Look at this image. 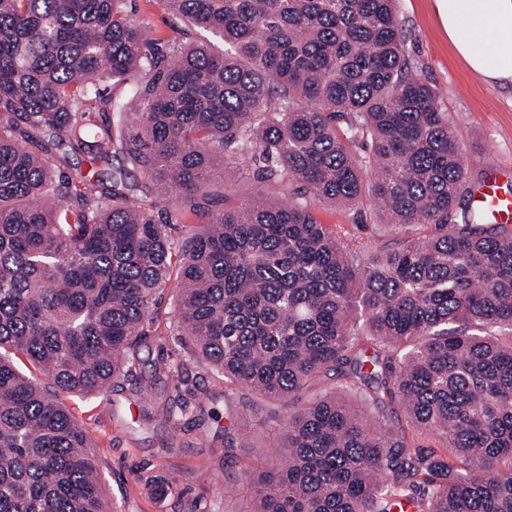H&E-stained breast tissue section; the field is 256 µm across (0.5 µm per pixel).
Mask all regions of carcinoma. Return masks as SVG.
I'll use <instances>...</instances> for the list:
<instances>
[{
	"mask_svg": "<svg viewBox=\"0 0 512 512\" xmlns=\"http://www.w3.org/2000/svg\"><path fill=\"white\" fill-rule=\"evenodd\" d=\"M206 42L158 39L126 0H0V512H112L97 447L54 389L155 388L157 301L185 348L287 410L241 469L244 512H512V224L474 179L396 0H161ZM120 154L112 181L66 175ZM252 164L239 209L212 186ZM200 226L171 280L174 207ZM377 207L374 245L318 206ZM189 401H163L173 421ZM433 438L423 448L416 438Z\"/></svg>",
	"mask_w": 512,
	"mask_h": 512,
	"instance_id": "carcinoma-1",
	"label": "carcinoma"
}]
</instances>
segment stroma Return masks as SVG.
I'll use <instances>...</instances> for the list:
<instances>
[{"mask_svg": "<svg viewBox=\"0 0 512 512\" xmlns=\"http://www.w3.org/2000/svg\"><path fill=\"white\" fill-rule=\"evenodd\" d=\"M407 48L417 73L441 93L471 174L499 164L512 171V88L489 85L472 76L448 43L432 0H397ZM176 296L166 289L156 331L138 352L137 368L150 374L157 359L185 364L196 383L192 410L178 424L144 422L141 393L126 383L105 394H59L95 440L106 491L115 512H241L245 493L237 477L257 453L278 443L281 414L264 407L244 413L223 375L196 361L173 330ZM245 425L224 465V430ZM178 473L177 492H162L170 473Z\"/></svg>", "mask_w": 512, "mask_h": 512, "instance_id": "obj_1", "label": "stroma"}]
</instances>
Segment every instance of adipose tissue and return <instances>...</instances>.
<instances>
[{"instance_id":"adipose-tissue-1","label":"adipose tissue","mask_w":512,"mask_h":512,"mask_svg":"<svg viewBox=\"0 0 512 512\" xmlns=\"http://www.w3.org/2000/svg\"><path fill=\"white\" fill-rule=\"evenodd\" d=\"M445 34L467 70L512 85V0H433Z\"/></svg>"}]
</instances>
